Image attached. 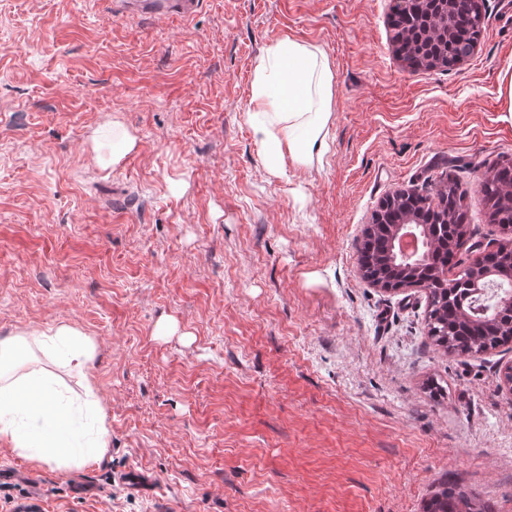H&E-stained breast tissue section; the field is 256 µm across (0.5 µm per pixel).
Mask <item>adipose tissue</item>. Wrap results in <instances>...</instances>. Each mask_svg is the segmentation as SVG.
Instances as JSON below:
<instances>
[{
  "instance_id": "obj_1",
  "label": "adipose tissue",
  "mask_w": 512,
  "mask_h": 512,
  "mask_svg": "<svg viewBox=\"0 0 512 512\" xmlns=\"http://www.w3.org/2000/svg\"><path fill=\"white\" fill-rule=\"evenodd\" d=\"M333 94L329 61L318 47L284 38L264 49L253 69L248 117L271 172H281L289 163L305 168L328 153ZM43 338L46 345L65 346L67 365L81 374L86 396L96 398V381L89 371L93 341L68 324L48 329ZM25 341L19 335L0 342V443L39 466L68 468L97 461L110 440L104 412L96 414L93 438H84L52 377H15L4 368V361Z\"/></svg>"
}]
</instances>
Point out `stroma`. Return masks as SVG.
I'll return each instance as SVG.
<instances>
[{"label":"stroma","instance_id":"35a3bbf8","mask_svg":"<svg viewBox=\"0 0 512 512\" xmlns=\"http://www.w3.org/2000/svg\"><path fill=\"white\" fill-rule=\"evenodd\" d=\"M391 0H202L188 19L119 0H0V340L92 338L110 445L32 466L0 444V512H423L440 484L512 512V343L459 358L426 292L364 278L362 231L401 189L464 159L512 161V0H485L453 69H413ZM289 37L326 54L330 151L275 174L248 121L255 58ZM138 140L114 167L92 134ZM21 372L81 378L44 346Z\"/></svg>","mask_w":512,"mask_h":512}]
</instances>
